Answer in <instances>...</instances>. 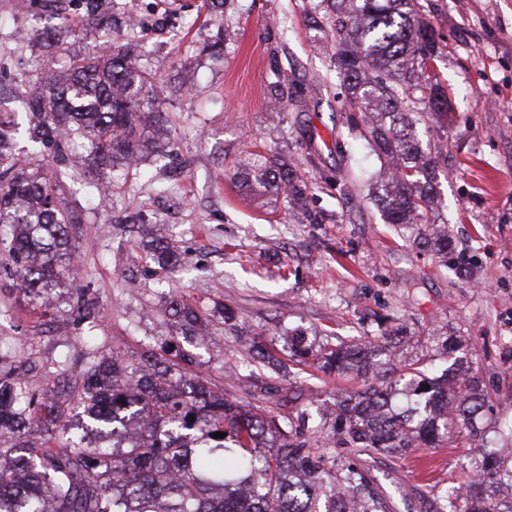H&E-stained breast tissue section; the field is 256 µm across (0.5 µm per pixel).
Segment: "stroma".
<instances>
[{"mask_svg": "<svg viewBox=\"0 0 512 512\" xmlns=\"http://www.w3.org/2000/svg\"><path fill=\"white\" fill-rule=\"evenodd\" d=\"M190 0H128L139 17L134 44L156 64L172 128L170 156L151 166L152 180L105 171L108 201L87 191L86 153L69 155L78 180L66 185L85 217L72 256L76 282L95 297L101 348L135 360L169 340L170 363L191 354L194 371L225 398L276 415L285 403L308 409L307 433L320 436L334 419L336 394L358 388L351 374L296 371L274 377L249 354L252 341L281 353L286 332L307 342L333 334L348 343L395 331L396 355H383L378 380L393 379L396 358L433 349L452 333L495 402L484 423L503 448L492 501L512 503V0H421V17L439 37L435 69L454 119L448 168L438 177V214L448 225L447 258L420 251L419 225L384 223L368 198L380 162L349 127L336 75L334 43L321 29L320 0H226L219 17ZM36 23L0 0V41L24 34L10 70L37 76L50 65L31 36ZM222 35L220 59L203 46ZM286 80L306 89L279 118L269 105ZM249 151L298 164L311 185L309 204L324 218L301 223L283 196L258 197L229 174ZM170 224L182 263L159 268L147 252L152 223ZM183 299L205 311L229 307L234 330L216 324L207 342L190 343L166 307ZM86 326L76 325L70 288L53 305H31L15 279H0V340L23 343L36 368L33 391L49 381L81 388L90 355ZM69 359L55 377L43 367ZM477 457L472 442L451 448L374 452L372 476L397 512H432L442 488L467 486Z\"/></svg>", "mask_w": 512, "mask_h": 512, "instance_id": "1", "label": "stroma"}]
</instances>
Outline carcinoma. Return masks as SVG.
I'll list each match as a JSON object with an SVG mask.
<instances>
[{
	"mask_svg": "<svg viewBox=\"0 0 512 512\" xmlns=\"http://www.w3.org/2000/svg\"><path fill=\"white\" fill-rule=\"evenodd\" d=\"M42 21L37 42L59 60L33 80L0 68V271L17 278L30 301L49 306L54 287L72 279L70 241L81 214L64 203L66 169L50 170L45 150L65 165L72 142L86 141L91 166H139L171 143L164 101L153 71L128 46L73 55L69 39L112 27L106 0H25ZM331 4L334 65L346 91L347 122L380 161L377 202L388 224H424L423 245L448 254V229L436 231L435 180L448 166L450 104L440 77L433 28L418 19L419 0H321ZM28 118L29 158L12 142L18 115ZM246 174L254 191L275 190L290 209H306L309 185L275 156L251 153L231 173ZM153 253L176 259L168 238ZM181 327L209 336L206 314L172 302ZM78 320L93 323L99 303L78 299ZM374 342L313 347L300 333L288 341L289 361L323 372L350 371L368 384L336 396L333 435L349 454L371 450L445 448L471 434L488 400L470 368L429 376L422 356L377 388L369 384ZM86 369L78 403L87 424L77 432L56 411L45 423L41 401L22 375L0 373V512H393L369 469L336 460L299 427L307 413L258 415L208 389L200 375L180 374L192 392L171 389L162 356L130 364L117 351H98ZM142 431L127 434V422ZM221 432L223 438L212 434ZM479 473L464 491L438 495L436 512L502 511L483 487L499 470V449L484 443Z\"/></svg>",
	"mask_w": 512,
	"mask_h": 512,
	"instance_id": "cac0c4a2",
	"label": "carcinoma"
}]
</instances>
